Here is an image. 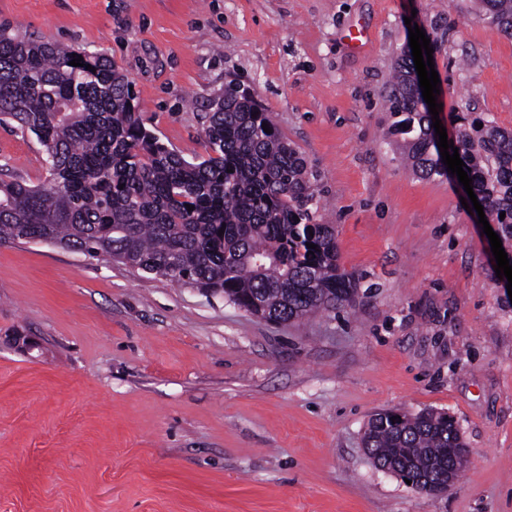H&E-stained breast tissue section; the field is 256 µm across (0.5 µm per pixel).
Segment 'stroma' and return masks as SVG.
I'll return each mask as SVG.
<instances>
[{"mask_svg":"<svg viewBox=\"0 0 512 512\" xmlns=\"http://www.w3.org/2000/svg\"><path fill=\"white\" fill-rule=\"evenodd\" d=\"M409 16L447 134L460 112L512 130V36L474 0H0L9 33L115 60L185 157L225 87L250 91L316 174L315 219L357 288L282 324L0 244V512H512V298L457 176L414 175L388 134ZM0 169L44 181L40 144L0 125ZM385 410L454 418L469 458L447 493L372 464Z\"/></svg>","mask_w":512,"mask_h":512,"instance_id":"stroma-1","label":"stroma"}]
</instances>
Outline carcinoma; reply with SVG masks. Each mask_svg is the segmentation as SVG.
<instances>
[{
	"mask_svg": "<svg viewBox=\"0 0 512 512\" xmlns=\"http://www.w3.org/2000/svg\"><path fill=\"white\" fill-rule=\"evenodd\" d=\"M479 2L490 23L512 35V0ZM73 54L0 29V124L15 122L36 138L47 173L36 185L0 180V244L48 236L284 323L352 301L336 227L314 220L313 174L252 95L224 91L204 128L206 156L188 160L146 130L131 82L114 62L82 52L74 67ZM387 102L413 173L447 175L406 52ZM457 121L453 145L512 258V132L466 114ZM363 443L373 462L432 481L464 447L454 419L434 411L396 420L379 413Z\"/></svg>",
	"mask_w": 512,
	"mask_h": 512,
	"instance_id": "1",
	"label": "carcinoma"
}]
</instances>
